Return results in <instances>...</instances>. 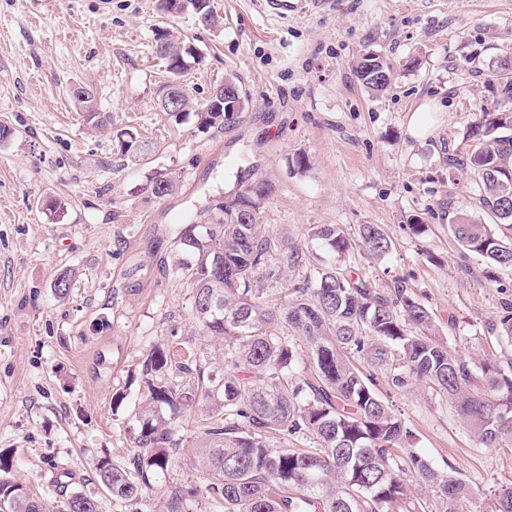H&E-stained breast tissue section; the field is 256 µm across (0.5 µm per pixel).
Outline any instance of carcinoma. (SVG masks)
<instances>
[{
	"instance_id": "obj_1",
	"label": "carcinoma",
	"mask_w": 512,
	"mask_h": 512,
	"mask_svg": "<svg viewBox=\"0 0 512 512\" xmlns=\"http://www.w3.org/2000/svg\"><path fill=\"white\" fill-rule=\"evenodd\" d=\"M171 80L186 69L174 57L200 61L191 46L167 37L156 45ZM361 84L379 95L391 83L386 58L363 55L355 66ZM492 75L506 80L512 95V61H493ZM180 107L196 113L200 128L216 114L180 90ZM464 146L448 157V172L473 186L475 209L490 213L485 224L472 214L455 215L448 228L465 251L486 262V279L512 268V108L483 112L470 126ZM262 211L243 222L226 204L202 231L181 240L192 259L178 263L190 284L191 311L209 336L224 339V374L204 377L193 360L178 365L197 375L204 426L196 458L207 475L206 493L223 512H476L471 483L452 466L438 467L414 448V435L393 406L377 392L376 373L393 391L415 386L449 399L473 430L481 448L512 444V358L507 365L483 363L484 391L473 389L475 364L432 338L434 318L406 281L379 290L348 275L340 262L357 246L380 259L390 239L376 224L352 236L339 224L307 231L323 255L300 283L283 284L276 303L265 300V280L280 278L302 254L288 234L274 236L261 223ZM58 297L71 288V273L51 282ZM285 327L302 343L280 335ZM489 333L512 344V303L491 323ZM169 351L154 348L145 363L148 398L139 413L137 451L119 465L106 456L95 463L98 482L115 501H132L150 477L172 463L166 447L175 429L164 406L189 399L157 374L169 369ZM14 458L0 455V512H52L49 502L12 474ZM491 512H512V487L490 491ZM65 512H100L97 499L74 492Z\"/></svg>"
}]
</instances>
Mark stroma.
<instances>
[{
  "label": "stroma",
  "instance_id": "obj_1",
  "mask_svg": "<svg viewBox=\"0 0 512 512\" xmlns=\"http://www.w3.org/2000/svg\"><path fill=\"white\" fill-rule=\"evenodd\" d=\"M212 6L214 26L190 10L165 14L159 0H0V124L12 131L0 142V452L58 507L80 492L102 512H167L178 486L188 512H219L193 456L200 406L163 408L179 450L137 502H113L94 464L132 456L154 347L221 376L224 342L193 318L177 264L188 216L217 214L241 170L272 183L261 221L304 256L285 279L302 280L318 250L309 225H379L388 256L355 251L347 266L379 289L405 279L433 311L434 336L462 359L512 357L487 332L512 303V268L488 281L484 261L448 230L449 213L472 210L467 182L448 178V151L504 102L488 67L512 53V0H314L288 18L263 0ZM163 30L202 54L182 79L193 101L234 79L245 105L232 121L202 130L195 116L179 124L164 112ZM368 52L393 65L379 96L355 75ZM76 85L93 90L108 126L85 121ZM425 103L431 130L415 138L408 124ZM128 127L149 142L147 159L119 151L115 133ZM299 155L307 168L295 166ZM163 177L177 187L159 197L152 185ZM64 269L74 278L60 298L50 283ZM377 389L435 465L451 462L479 491L512 485V449L479 447L445 397L382 380Z\"/></svg>",
  "mask_w": 512,
  "mask_h": 512
}]
</instances>
